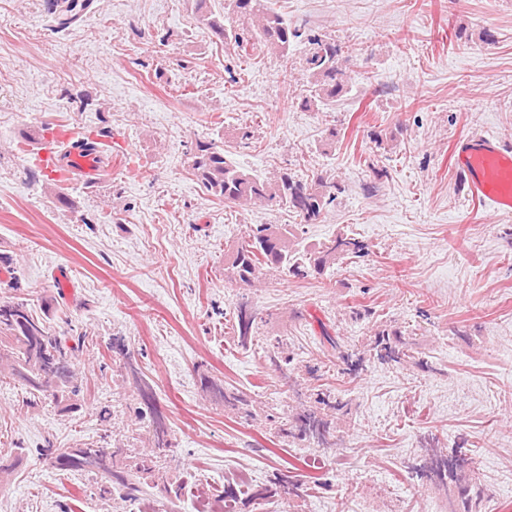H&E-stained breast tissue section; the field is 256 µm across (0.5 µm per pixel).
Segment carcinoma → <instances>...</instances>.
I'll list each match as a JSON object with an SVG mask.
<instances>
[{
  "label": "carcinoma",
  "instance_id": "carcinoma-1",
  "mask_svg": "<svg viewBox=\"0 0 512 512\" xmlns=\"http://www.w3.org/2000/svg\"><path fill=\"white\" fill-rule=\"evenodd\" d=\"M237 17V27L227 30L219 21H208L215 32L228 41L238 55L248 57L250 52L268 48L283 56L290 45L304 36L300 29L291 27L278 13L265 5V0H229ZM90 7L89 0H59L60 26H68L79 19ZM309 44L305 57L309 95L302 100L307 108L319 101H332L345 90L347 64L356 60L355 50L343 46L336 39L324 34L307 35ZM191 169L203 187L212 196L239 206L265 204L293 210L305 224L320 222L326 208L345 192L336 179L318 174L303 179L291 172L282 171L273 179H261L240 169L224 153V148L212 142H200L192 154ZM369 255V248L362 241L339 234L318 246L304 247L293 224H260L251 230L248 238L224 252L238 280L253 285L267 272L282 277L306 279L321 274L325 268L344 260L361 259ZM247 304L238 305L236 332L239 342L246 344L252 335L256 317L247 314ZM374 356L381 363H399L406 357L403 342L390 334L379 335L373 344ZM74 349L52 334L46 318L32 313L27 302H0V365L10 369L13 379L29 389L31 395L50 397L60 405L79 392L74 383ZM270 363L278 370L288 369L290 356L284 354L280 341L271 344ZM129 372L139 386L141 396L152 410L149 420L154 445L158 449L173 447L171 433L159 413L153 393L133 364ZM280 432L305 445L322 448L332 446L331 420L328 415L306 408L285 419ZM123 452L120 447L107 448L88 445L84 448L44 449L43 456L61 470L94 473L107 482L103 492L125 489L127 494H141L136 483L114 469V459ZM427 458L416 474L435 478L440 483L457 484L465 469V455L446 456L436 448L426 449Z\"/></svg>",
  "mask_w": 512,
  "mask_h": 512
}]
</instances>
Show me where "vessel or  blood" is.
Returning <instances> with one entry per match:
<instances>
[{"label":"vessel or blood","instance_id":"vessel-or-blood-1","mask_svg":"<svg viewBox=\"0 0 512 512\" xmlns=\"http://www.w3.org/2000/svg\"><path fill=\"white\" fill-rule=\"evenodd\" d=\"M98 142L92 132L76 140L69 130L56 129L38 153L39 165L59 183L76 174L96 178L101 172ZM453 155L472 198L493 212L511 214L512 146L493 134L473 132L455 141Z\"/></svg>","mask_w":512,"mask_h":512}]
</instances>
